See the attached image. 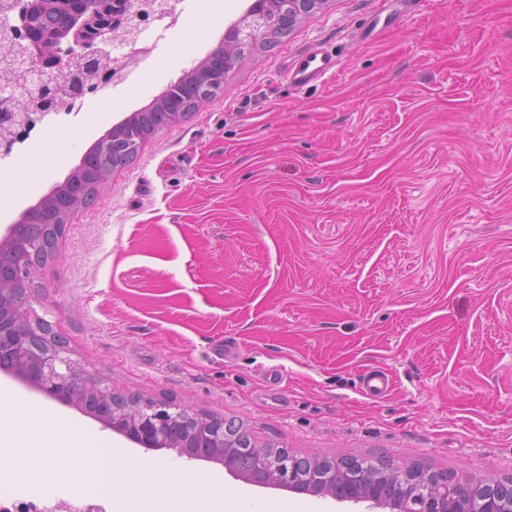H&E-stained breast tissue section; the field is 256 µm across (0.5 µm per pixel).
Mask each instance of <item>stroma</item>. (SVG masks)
I'll use <instances>...</instances> for the list:
<instances>
[{"instance_id":"35a3bbf8","label":"stroma","mask_w":512,"mask_h":512,"mask_svg":"<svg viewBox=\"0 0 512 512\" xmlns=\"http://www.w3.org/2000/svg\"><path fill=\"white\" fill-rule=\"evenodd\" d=\"M252 0H183L125 83L0 156V233ZM394 14L374 29L375 14ZM326 49L325 82L295 56ZM30 296L114 392L235 420L260 445L512 478V0H325L147 139L72 213ZM390 386L363 393V374ZM20 405L288 512L350 503L149 450L0 373ZM337 66L336 56L328 51L309 50L295 58L288 69V79L297 87H307L334 75Z\"/></svg>"}]
</instances>
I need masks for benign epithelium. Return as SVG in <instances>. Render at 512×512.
I'll list each match as a JSON object with an SVG mask.
<instances>
[{
    "instance_id": "7a95c632",
    "label": "benign epithelium",
    "mask_w": 512,
    "mask_h": 512,
    "mask_svg": "<svg viewBox=\"0 0 512 512\" xmlns=\"http://www.w3.org/2000/svg\"><path fill=\"white\" fill-rule=\"evenodd\" d=\"M322 3L324 0H253L225 31L224 40L217 48L181 77L183 81L192 79L203 71L212 75L211 85L202 88L196 96V106L208 102L216 86L224 85L225 76L235 68L246 49L257 41L276 39L283 25H295ZM58 5V0H16L20 23L12 19L0 27L18 47L13 63L26 64L42 75V79L24 89V95L35 102L34 110L0 114V124L10 129L9 136L0 139V146L6 150L47 112L60 108L62 88H67L72 101L95 89L97 84L89 82L87 70L102 69L106 75L118 71L120 65L112 56L109 26L117 25L125 34L135 36L140 32L141 17L148 14L161 19L167 14L162 0H111L107 4L104 0H70L72 37L55 39L48 46V37L41 36L34 22L35 9L41 7L48 11ZM89 160L90 156L84 155L72 176L58 187L77 202L84 194L82 172ZM38 219L43 220L53 240L65 230L66 218L48 212L43 199L0 235V258L19 256L11 268L0 269V354L9 353L13 357V363L0 364V371L64 405H93V417L103 428L146 448H176L186 452L182 442L171 435L172 429L180 426L186 438L201 437L211 442L215 451L210 460L224 466L228 474L259 486L365 504L368 512L379 508L394 512H512V486L503 490L498 479L456 481L450 486L436 472L400 465L387 473L390 492L384 498L373 491L380 480L375 470L362 464L339 468L338 460L316 455L309 456L316 466L301 483L295 479L293 468L277 469L274 460L278 450L255 445L242 430L232 438L227 437L222 417L138 396L128 398L125 404L119 403L112 391L95 383L79 363L65 355L50 324L35 315L28 305L36 268L42 265L35 254L50 248L47 241H41L32 247L31 258L21 249ZM243 449L252 454L249 470L241 469L238 464L237 453Z\"/></svg>"
}]
</instances>
